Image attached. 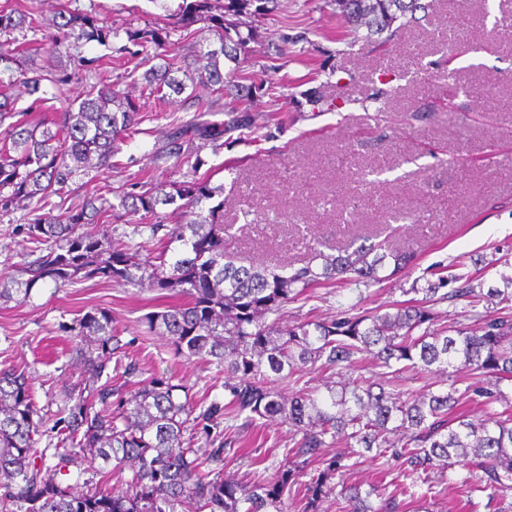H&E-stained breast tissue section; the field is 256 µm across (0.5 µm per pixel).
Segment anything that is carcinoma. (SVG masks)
I'll return each mask as SVG.
<instances>
[{
	"label": "carcinoma",
	"mask_w": 512,
	"mask_h": 512,
	"mask_svg": "<svg viewBox=\"0 0 512 512\" xmlns=\"http://www.w3.org/2000/svg\"><path fill=\"white\" fill-rule=\"evenodd\" d=\"M277 0H183L169 28L146 25L125 31V48L134 67L148 66L145 88L160 100L188 86H204L224 99V122H191L174 137L166 155L189 167L188 180L140 185L138 193L118 196L114 205L101 196L71 203L74 179L81 173L118 168L119 143L141 132L140 101L101 79L86 83L83 97L66 98V79L0 45V88L20 84L31 98L18 108L0 93V212L27 210L35 259L17 270L15 292L0 289V299L28 298L49 279L56 287L100 277L134 285L145 283L185 298L155 311L150 331L166 337L174 353L224 367V400L195 401L172 378L151 375L129 356L102 308L85 312L72 327L70 352L88 374L64 393L66 406L53 425L58 462L45 463L39 449L43 416L32 395L29 376L0 370V512H285V491L297 488L299 512H324L322 505L344 500L342 512H432L410 489L430 475L461 463L463 483L488 492L485 508L512 512V398L502 384L512 383V276L503 287L484 289L472 277L452 275L425 288L430 302L467 298L487 310L473 324L453 333L434 328L431 309L415 300L371 311L284 324L276 314L305 290L336 281L366 287L411 267L415 254L386 241L352 240L335 254L309 244V260L291 272L235 263L224 248L233 225L224 223V202L205 203L224 187L210 186L199 174L205 161L185 134L213 141L232 134L243 138L261 130L242 103L256 97L278 101L279 85L238 71L256 41L257 27L242 17H259ZM350 49L364 40L378 49L395 23H415L426 13L425 0H334ZM201 21L213 24L218 45L199 48L192 62L168 55L171 37L191 36ZM57 34L50 49L71 56L82 42L109 46L118 31L92 12L56 11ZM45 22L34 2L0 5V36L37 33ZM161 58L163 63L152 64ZM236 67L224 71V61ZM58 105H53V102ZM33 112H51L33 122ZM59 202H51V198ZM192 219L175 224L154 251L115 248L108 213L154 218L158 206ZM465 280L446 292L450 281ZM381 368L369 377L362 371ZM334 370L337 380L323 388L306 385L285 397L277 383L300 381L306 369ZM430 372L440 379L421 391L404 388L408 374ZM488 409L474 419L466 406L477 399ZM243 420L288 426L293 445L271 476L247 485L224 475L222 438ZM218 444L199 451L198 436ZM330 448L348 452L329 454ZM370 458L397 471L391 486L364 489L347 480L344 460ZM86 459L92 477L82 493L62 469ZM124 478L120 495L108 479ZM309 480L303 481L301 477Z\"/></svg>",
	"instance_id": "carcinoma-1"
}]
</instances>
